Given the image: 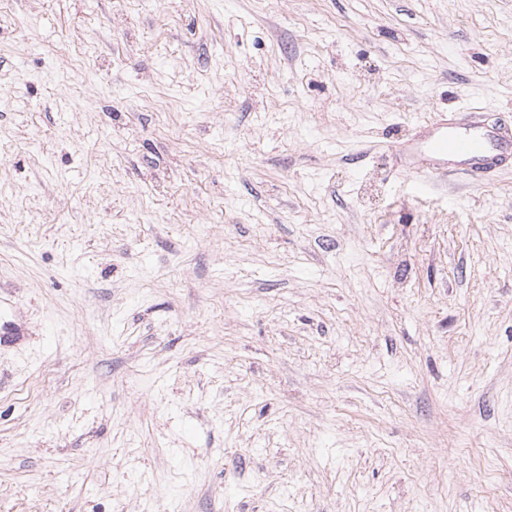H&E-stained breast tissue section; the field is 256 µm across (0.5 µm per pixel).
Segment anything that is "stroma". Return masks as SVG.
Instances as JSON below:
<instances>
[{"label":"stroma","mask_w":512,"mask_h":512,"mask_svg":"<svg viewBox=\"0 0 512 512\" xmlns=\"http://www.w3.org/2000/svg\"><path fill=\"white\" fill-rule=\"evenodd\" d=\"M512 0H10L0 512H512ZM395 150L408 175H465L482 184L492 173L512 167V123L492 119L480 107L435 112Z\"/></svg>","instance_id":"obj_1"}]
</instances>
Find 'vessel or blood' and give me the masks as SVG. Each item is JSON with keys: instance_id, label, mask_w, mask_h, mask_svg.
I'll use <instances>...</instances> for the list:
<instances>
[{"instance_id": "vessel-or-blood-1", "label": "vessel or blood", "mask_w": 512, "mask_h": 512, "mask_svg": "<svg viewBox=\"0 0 512 512\" xmlns=\"http://www.w3.org/2000/svg\"><path fill=\"white\" fill-rule=\"evenodd\" d=\"M397 152L406 174L465 175L481 184L512 166V122L491 118L479 107L437 112Z\"/></svg>"}]
</instances>
